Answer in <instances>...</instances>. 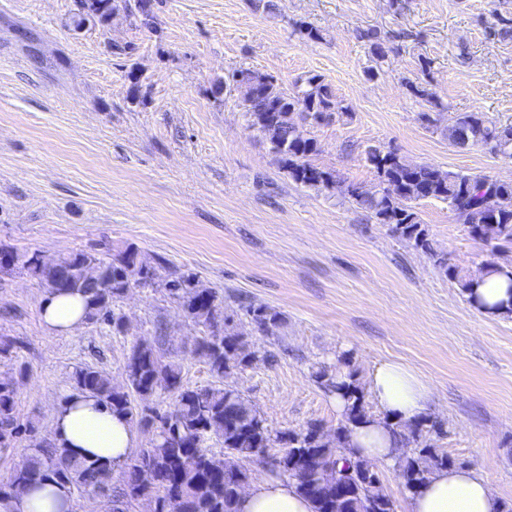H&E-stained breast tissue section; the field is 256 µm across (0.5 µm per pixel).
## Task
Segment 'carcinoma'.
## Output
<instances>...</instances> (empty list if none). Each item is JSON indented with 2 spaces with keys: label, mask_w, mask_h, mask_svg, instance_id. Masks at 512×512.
Returning <instances> with one entry per match:
<instances>
[{
  "label": "carcinoma",
  "mask_w": 512,
  "mask_h": 512,
  "mask_svg": "<svg viewBox=\"0 0 512 512\" xmlns=\"http://www.w3.org/2000/svg\"><path fill=\"white\" fill-rule=\"evenodd\" d=\"M140 18L146 27L153 25V5L143 0L134 6L130 0H81L76 26L93 20L107 25L119 11ZM364 37L369 42L372 58L381 63L388 47L376 31ZM251 127L262 133L274 127L277 137L270 139L273 152L297 183L327 188L335 183L333 175L311 163L318 152L317 141L305 134L303 123L332 120L333 114H348V108L336 102V95L322 76L309 75L297 83V91L287 94L275 80L266 75H252L248 85L238 84ZM448 141L456 146H488L496 153L512 158V125L501 124L480 112L460 115L444 128ZM367 165L380 183L396 190L382 193L349 185L344 194L370 217L389 226L390 232L415 250L427 255L448 279L457 284L469 304L484 305L476 292L479 280L460 274L448 264L445 254L434 247L421 223L416 205L436 199L448 204L469 235L489 248L491 255L512 244V182L494 180L486 175L444 170L427 164H409L392 149L372 147L365 153ZM138 252L126 248L117 253L100 254L78 251L57 259L38 253L20 254L11 248H0V269L11 271L20 266L43 282L48 289L62 293H81L87 298V322L105 324L112 330L124 331V315L114 308L128 288L143 284L149 288L162 284L169 297L177 300L185 317L202 327L203 335L193 344L194 356L203 359L210 371L222 378L232 370L248 367L270 356L259 351L244 334L226 328L223 301L216 292L200 285L195 277L173 272L162 277L161 259L142 271ZM96 264L102 274L97 284H86L85 265ZM486 274L507 278L512 289L509 265L494 259L481 266ZM256 331L273 336L282 324L279 312L263 304L242 306ZM322 390L343 401L341 420L332 437L323 436L322 425L309 422L299 430L274 433L259 410L237 389L222 385L190 387L182 382L180 364L165 359L154 348L137 341L126 364V387L112 385L102 370L85 366L75 370L76 387L94 392L112 410L125 414L131 422L150 434L148 446L141 449L132 462L122 469L119 483H114L112 465L98 459L72 458L65 449L49 442L35 440L28 454L14 471L6 488L0 487V506L26 488L53 476L72 486L77 492L104 493L112 497L113 512H129L140 498L153 497L156 512H236L239 481L248 478L243 462L267 457V449L278 443L280 455L272 458L270 472L285 476L297 491L310 500L314 512H362L363 501L350 499L341 510L330 505L336 480L318 477L310 461L318 458L328 463L345 484H360L366 475H378L371 461L347 451L352 432L370 414L364 388L352 371H329L320 367L312 373ZM159 392L175 395L173 406L160 412L141 407L135 398L146 400ZM14 385L0 380V449L14 447L18 438L15 416ZM398 447L413 448V453L398 459L405 486L416 492L436 469L456 465L446 454L436 453L433 437L443 435L442 425L423 418L406 427L389 424ZM222 445L223 458H216L209 442Z\"/></svg>",
  "instance_id": "1"
}]
</instances>
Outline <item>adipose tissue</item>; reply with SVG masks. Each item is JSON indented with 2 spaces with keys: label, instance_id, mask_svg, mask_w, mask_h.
Instances as JSON below:
<instances>
[{
  "label": "adipose tissue",
  "instance_id": "1",
  "mask_svg": "<svg viewBox=\"0 0 512 512\" xmlns=\"http://www.w3.org/2000/svg\"><path fill=\"white\" fill-rule=\"evenodd\" d=\"M86 300L79 293H48L40 317L51 334L73 333L86 322ZM366 391L376 411L360 424L349 444L377 465L394 464L399 450L389 425L408 424L427 411L431 390L411 367L392 360L378 363L367 377ZM51 441L76 458H98L121 469L140 441V434L123 415L113 412L98 395L67 390L55 407ZM70 485L44 478L39 487L17 494L9 512H73ZM238 512H313L311 503L289 481L267 477L242 494ZM503 505L488 483L467 467L434 470L409 502V512H502Z\"/></svg>",
  "mask_w": 512,
  "mask_h": 512
}]
</instances>
